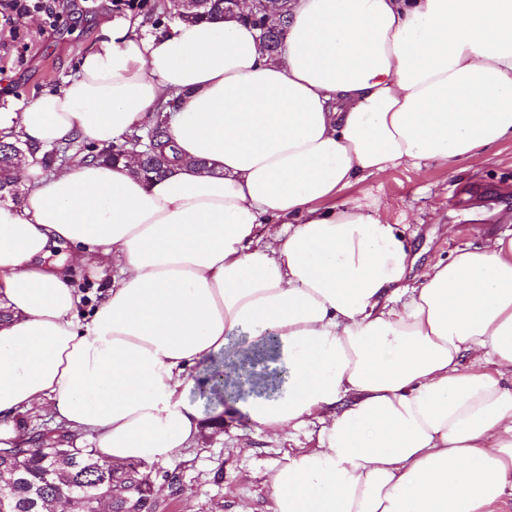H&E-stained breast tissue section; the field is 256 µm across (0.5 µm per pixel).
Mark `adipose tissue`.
I'll list each match as a JSON object with an SVG mask.
<instances>
[{
	"instance_id": "ef3b65f1",
	"label": "adipose tissue",
	"mask_w": 512,
	"mask_h": 512,
	"mask_svg": "<svg viewBox=\"0 0 512 512\" xmlns=\"http://www.w3.org/2000/svg\"><path fill=\"white\" fill-rule=\"evenodd\" d=\"M75 77L0 106L25 149L0 202V447L47 407L103 459L197 445L194 369L276 336L257 431L318 421L265 480L267 512H495L512 499V232L409 280L403 231L345 192L403 164L512 144V0H294L279 60L236 19L105 26ZM176 99L166 177L45 153L142 132ZM107 284L83 294L53 249Z\"/></svg>"
}]
</instances>
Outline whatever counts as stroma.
<instances>
[{
    "label": "stroma",
    "instance_id": "obj_1",
    "mask_svg": "<svg viewBox=\"0 0 512 512\" xmlns=\"http://www.w3.org/2000/svg\"><path fill=\"white\" fill-rule=\"evenodd\" d=\"M111 0L64 13L58 27L43 31L41 14L24 19L14 46L0 50V83L15 98H33L62 87L75 73L80 53L99 45L103 26L117 18ZM345 198L362 205L382 200L384 216L404 226L417 266L447 258L456 249L483 245L512 225V144L499 146L492 163L446 170L406 165L386 177L366 179ZM248 394L231 402L224 423L204 433L198 446L146 469L155 484L157 512H266L263 482L285 452L317 444L316 426L279 435L256 431L244 407ZM177 472L180 482L165 476Z\"/></svg>",
    "mask_w": 512,
    "mask_h": 512
}]
</instances>
